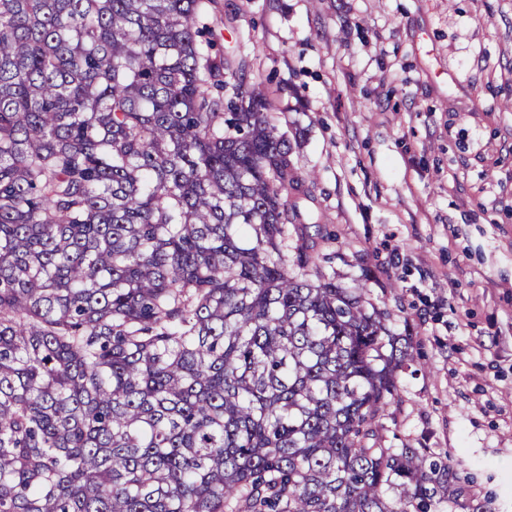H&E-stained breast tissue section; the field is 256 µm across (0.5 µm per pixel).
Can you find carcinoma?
Masks as SVG:
<instances>
[{
    "label": "carcinoma",
    "instance_id": "carcinoma-1",
    "mask_svg": "<svg viewBox=\"0 0 512 512\" xmlns=\"http://www.w3.org/2000/svg\"><path fill=\"white\" fill-rule=\"evenodd\" d=\"M211 0H0V512H431L414 362L314 264Z\"/></svg>",
    "mask_w": 512,
    "mask_h": 512
}]
</instances>
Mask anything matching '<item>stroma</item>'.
<instances>
[{"label": "stroma", "instance_id": "1", "mask_svg": "<svg viewBox=\"0 0 512 512\" xmlns=\"http://www.w3.org/2000/svg\"><path fill=\"white\" fill-rule=\"evenodd\" d=\"M203 21L291 145L318 270L411 338L384 445L448 458L433 512H512V0H217Z\"/></svg>", "mask_w": 512, "mask_h": 512}]
</instances>
